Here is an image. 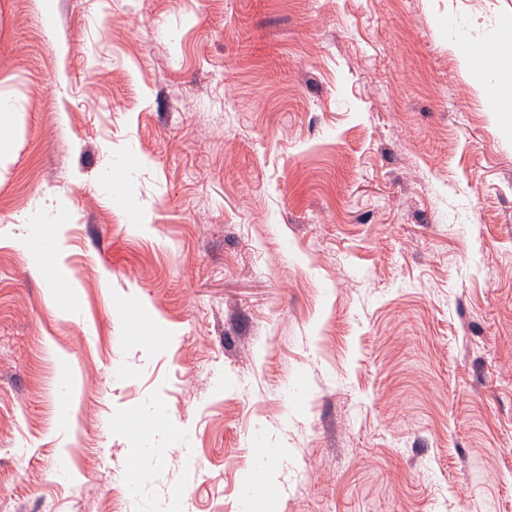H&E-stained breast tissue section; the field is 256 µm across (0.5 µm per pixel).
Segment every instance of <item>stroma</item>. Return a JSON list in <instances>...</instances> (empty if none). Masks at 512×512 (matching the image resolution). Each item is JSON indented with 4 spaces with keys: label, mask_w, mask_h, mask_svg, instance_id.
Instances as JSON below:
<instances>
[{
    "label": "stroma",
    "mask_w": 512,
    "mask_h": 512,
    "mask_svg": "<svg viewBox=\"0 0 512 512\" xmlns=\"http://www.w3.org/2000/svg\"><path fill=\"white\" fill-rule=\"evenodd\" d=\"M509 19L0 0V512H512ZM507 52L511 58V47L509 45H501L496 53L490 52L486 47H475L468 49L464 55V63L469 69L476 73H480L491 67L501 53ZM252 481L259 482L264 487H269L274 491L263 497L259 503L261 512H278L279 501V473L273 468L257 469L252 474Z\"/></svg>",
    "instance_id": "stroma-1"
}]
</instances>
